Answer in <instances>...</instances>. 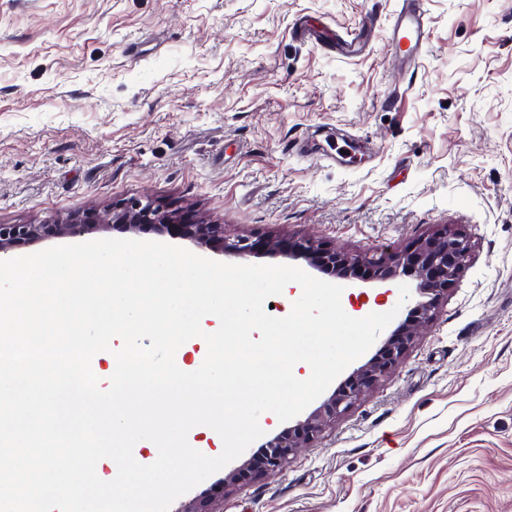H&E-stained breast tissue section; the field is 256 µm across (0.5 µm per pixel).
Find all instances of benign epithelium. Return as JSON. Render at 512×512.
Listing matches in <instances>:
<instances>
[{"label": "benign epithelium", "instance_id": "1", "mask_svg": "<svg viewBox=\"0 0 512 512\" xmlns=\"http://www.w3.org/2000/svg\"><path fill=\"white\" fill-rule=\"evenodd\" d=\"M92 224H119L138 231L154 229L173 239L190 241L236 258L256 255L301 258L310 267L329 272L349 284L385 282L401 274H411L417 280L419 299L407 306L404 319L381 340L375 354L355 368L305 419L270 439L262 455L248 459L225 476L224 486L214 496L216 500L224 498L230 490L278 470L290 455L310 447L326 425L336 422L393 371L414 338L433 321L468 257L466 240L447 225L406 251L379 257L329 249L311 240L292 242L257 237L230 243L224 238V225L206 224L191 211L166 208L150 197L125 203L118 214L110 209L87 208L55 224H0V252L42 237H80Z\"/></svg>", "mask_w": 512, "mask_h": 512}]
</instances>
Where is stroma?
Segmentation results:
<instances>
[{"label": "stroma", "instance_id": "obj_1", "mask_svg": "<svg viewBox=\"0 0 512 512\" xmlns=\"http://www.w3.org/2000/svg\"><path fill=\"white\" fill-rule=\"evenodd\" d=\"M397 6L0 0V224L150 195L230 241L395 253L445 225L470 241L398 367L220 512H512V0H426L412 70L389 57ZM368 19L359 56L291 34ZM333 136L364 165L320 160ZM398 299L370 283L341 303Z\"/></svg>", "mask_w": 512, "mask_h": 512}]
</instances>
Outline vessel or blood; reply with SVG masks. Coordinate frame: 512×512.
Wrapping results in <instances>:
<instances>
[{
    "instance_id": "obj_1",
    "label": "vessel or blood",
    "mask_w": 512,
    "mask_h": 512,
    "mask_svg": "<svg viewBox=\"0 0 512 512\" xmlns=\"http://www.w3.org/2000/svg\"><path fill=\"white\" fill-rule=\"evenodd\" d=\"M369 25L347 36L321 35L306 28H297V37L316 43L322 49L336 52L349 45L364 46L368 43ZM387 37L391 56L405 67L415 66L423 44L428 39V27L423 9V0H399L387 26Z\"/></svg>"
}]
</instances>
